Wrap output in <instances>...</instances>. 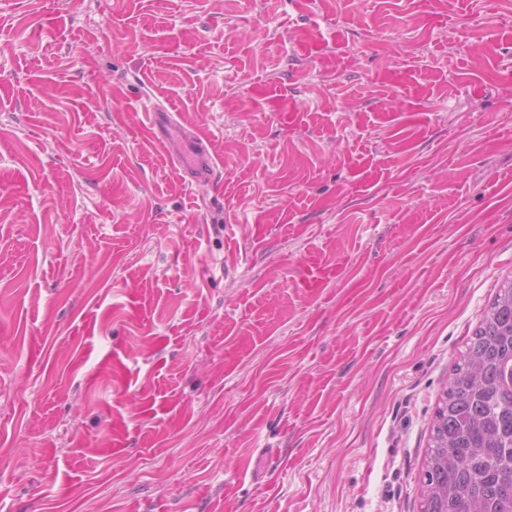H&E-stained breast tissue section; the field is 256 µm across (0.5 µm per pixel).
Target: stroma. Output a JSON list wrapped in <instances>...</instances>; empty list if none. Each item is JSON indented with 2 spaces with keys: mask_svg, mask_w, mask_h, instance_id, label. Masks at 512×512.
<instances>
[{
  "mask_svg": "<svg viewBox=\"0 0 512 512\" xmlns=\"http://www.w3.org/2000/svg\"><path fill=\"white\" fill-rule=\"evenodd\" d=\"M508 278L512 0H0V512H420ZM148 118L146 131L153 143L170 151L175 168L183 178L195 183H214L217 170L210 152V142L203 140L157 104L144 107Z\"/></svg>",
  "mask_w": 512,
  "mask_h": 512,
  "instance_id": "stroma-1",
  "label": "stroma"
}]
</instances>
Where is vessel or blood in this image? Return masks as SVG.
I'll list each match as a JSON object with an SVG mask.
<instances>
[{"label": "vessel or blood", "instance_id": "b4317fda", "mask_svg": "<svg viewBox=\"0 0 512 512\" xmlns=\"http://www.w3.org/2000/svg\"><path fill=\"white\" fill-rule=\"evenodd\" d=\"M146 131L153 143L170 151L176 169L182 177L195 183H212L217 170L210 152L209 141L203 140L177 121L173 114L157 104L146 106Z\"/></svg>", "mask_w": 512, "mask_h": 512}]
</instances>
